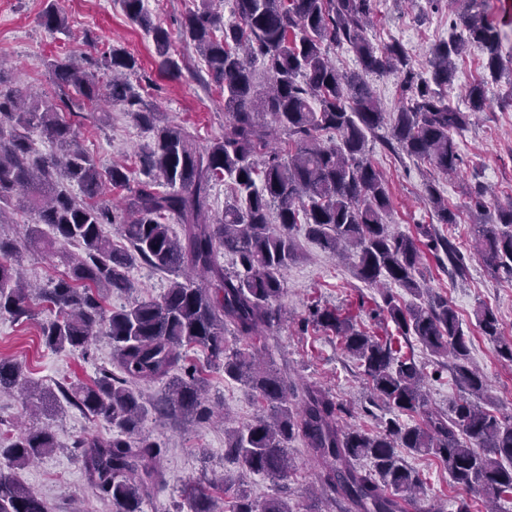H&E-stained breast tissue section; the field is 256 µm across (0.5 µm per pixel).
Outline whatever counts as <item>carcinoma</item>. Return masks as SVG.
<instances>
[{
    "label": "carcinoma",
    "instance_id": "cac0c4a2",
    "mask_svg": "<svg viewBox=\"0 0 512 512\" xmlns=\"http://www.w3.org/2000/svg\"><path fill=\"white\" fill-rule=\"evenodd\" d=\"M236 22L224 23L214 8L224 0H202L185 20V33L203 56L209 74L224 93V136L198 148L187 130L161 119L123 76L140 68L122 47H113L96 63L109 71L105 81L71 57L47 63L58 89L51 104L26 102L19 89L5 85L0 70V203L18 198L45 224L27 233V244L49 251L76 242L83 249L65 279L47 289L24 284L14 266L2 261L17 252L14 240L0 237V314L15 320L32 315L37 299L57 308L60 317L41 326L42 341L52 351L85 349L99 337L110 339L121 375L103 371L93 385L63 390L68 402L105 420L112 436L81 442L82 461L97 496L115 512H141L140 505L158 476L163 448L138 436L145 414L137 383L164 378L180 368L181 349L198 346L212 363L224 364V377L246 385L256 402L271 411L252 423L225 433V453L246 470L275 479L291 468L288 442L302 439L320 465L321 485L336 495L342 512H406L424 488L419 471L409 467L398 449L433 456L467 496L456 512H472L468 495L497 504L512 498V423L480 405L485 377L470 361V337L448 299L422 287L415 273L424 253L447 258L457 270L463 256L431 224L416 225L415 234L390 229L392 201L381 172L368 158V136L390 125L388 145L453 173L461 162L455 134L465 130L485 107V80L467 91L468 106L448 100L456 60L466 43L485 54L484 69L494 78L503 71L502 41L487 13L476 10L467 34L436 45L428 77L417 72L405 48L393 41L377 47L366 30L372 0H234ZM127 18L155 44L160 68L177 77L180 68L169 56L168 32L152 20L144 0H121ZM41 24L50 32L67 27L65 17L49 6ZM348 46L359 70L344 72L328 56ZM267 75L258 89L254 64ZM395 70L402 76V104L390 117L372 97L367 77ZM89 103L119 106L152 132L140 148L145 179L133 182L122 164L102 177L95 160L78 145L72 126L59 118ZM40 131L53 145L48 155L35 152L29 132ZM229 178L232 203L215 216L209 211L213 185ZM79 188L82 198L68 186ZM125 189L124 213L105 199L107 188ZM427 201L442 224L457 223L455 212L436 184L425 187ZM279 225L269 222L271 207ZM471 210L480 216L475 254L493 271L512 275V204L489 213L484 191L471 193ZM181 225L172 234L167 219ZM122 225L128 247L116 248L103 225ZM332 254L355 257V277L381 288L380 311L399 336H414L437 358H451L455 381L468 396L450 413L427 409L426 367L393 344L357 328L355 316L313 306L310 316L331 331L353 357L377 396L389 409L381 431L370 433L341 424L343 409L320 386L303 389L301 407L288 406V382L260 365L258 346L228 349L224 331L255 340L280 318L283 271L298 258L299 231ZM233 253L241 270L227 272L217 260L219 249ZM150 267L188 275L171 282L159 299L107 311L101 290L131 287L128 269L135 260ZM418 297L404 303L392 286ZM476 326L498 341L500 357L512 362V340L499 339L498 318L482 304L474 311ZM27 380L20 366L0 359V391ZM205 379L194 366L171 379L169 393L154 405L160 415L206 419ZM420 414L423 423L407 426L401 415ZM56 448L51 431L28 430L0 441V512H48L43 499L14 478L23 467ZM367 460L366 468L360 461ZM190 512H213L206 490L190 488ZM230 512H293L288 498L274 496L256 508L241 492Z\"/></svg>",
    "mask_w": 512,
    "mask_h": 512
}]
</instances>
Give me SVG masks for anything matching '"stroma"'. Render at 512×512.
I'll use <instances>...</instances> for the list:
<instances>
[{
  "label": "stroma",
  "mask_w": 512,
  "mask_h": 512,
  "mask_svg": "<svg viewBox=\"0 0 512 512\" xmlns=\"http://www.w3.org/2000/svg\"><path fill=\"white\" fill-rule=\"evenodd\" d=\"M154 21L170 37L171 56L181 66L180 78L159 71L151 35L131 24L120 8V0H0V60L6 61L13 87L34 89L55 96L57 88L46 68L47 61L73 54L100 60L111 47L120 46L140 61V69L129 78L134 89L174 122L191 130L197 145L204 146L224 133V98L214 82L202 81L206 67L185 33L188 13L199 0H144ZM62 10L68 21L65 32L52 33L40 23L47 6ZM465 8L457 0L453 10L430 11L425 0H373V24L367 30L371 41L385 46L399 41L408 52L416 71L428 72L432 47L448 38L453 29L451 16ZM484 54L468 44L456 62L453 85L448 89L452 104L465 106L468 86L485 78ZM505 69L512 72V63ZM506 77L486 85L485 109L460 138L461 163L456 172L433 169L386 144L387 130H379L368 141L369 156L383 174L392 200V230L411 234L416 225L437 224L425 199V185L436 181L443 196L460 215L456 224H437L441 235L465 249V276L454 274L450 266L426 258L423 274L435 291L447 296L457 310L465 334L470 336L471 359L484 373L487 395L497 414L512 417V363L501 358L494 340L482 335L473 316L482 303L490 305L499 320L500 334L512 339V276L492 272L469 247L474 234L469 212V194L483 185L487 201L494 206L512 204V81ZM61 117L73 125L81 146L100 169L112 162L125 163L134 179H141L137 152L150 141L151 134L118 109L100 113L86 109ZM301 258L284 273L280 299L282 317L266 329L259 343L268 367L286 378L292 387L288 396L299 405L303 386L316 383L329 389L344 408V425L378 431L387 413L385 404L371 393L354 359L343 352L332 333L309 319L312 306L350 310L357 313L358 326L377 336L393 332V324L378 320L381 302L378 289L356 279L351 259L323 251L305 235H298ZM77 246L65 244L52 253L21 251L17 259L29 281L49 287L64 276ZM130 290L111 292L106 307L115 310L134 301L160 297L168 288L171 274L135 264L129 270ZM35 316L27 321L0 315V358L16 361L25 376L42 388L57 392L72 383H91L99 373L117 366L115 352L106 337L94 340L87 350L54 352L40 336L43 323L56 316L48 304L35 302ZM187 365L206 366V400L215 411L203 421L181 417H161L149 413L140 433L161 445L164 454L158 464L159 478L141 503L142 512H189L185 490L189 484L218 482L214 493L217 512L237 490L244 489L256 504L280 493L298 512H337L326 500L314 497L318 468L302 440L289 442L294 470L287 480H273L247 471L224 454L226 426L241 427L253 422L261 410L247 388L226 379L220 365L207 366L201 348L181 351ZM50 426L56 449L15 471L16 479L35 490L45 500L49 512H73L82 504L85 512H113L90 486L79 460V444L93 437H107L111 426L84 413L67 401L51 410L43 409L38 397L21 390L0 393V434L12 437L29 428ZM408 464L426 479L419 501L421 512H454L461 491L447 472L430 456H411Z\"/></svg>",
  "instance_id": "35a3bbf8"
}]
</instances>
